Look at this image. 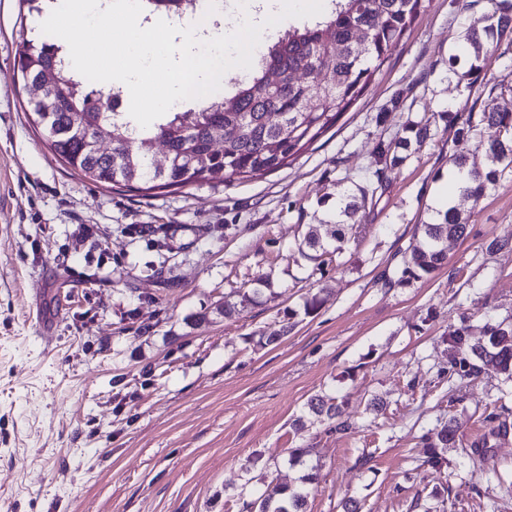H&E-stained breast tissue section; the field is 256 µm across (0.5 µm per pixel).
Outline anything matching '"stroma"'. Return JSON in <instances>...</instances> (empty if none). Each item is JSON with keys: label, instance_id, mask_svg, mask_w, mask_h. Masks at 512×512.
I'll return each mask as SVG.
<instances>
[{"label": "stroma", "instance_id": "35a3bbf8", "mask_svg": "<svg viewBox=\"0 0 512 512\" xmlns=\"http://www.w3.org/2000/svg\"><path fill=\"white\" fill-rule=\"evenodd\" d=\"M494 7L426 0L360 99L289 165L129 190L74 174L31 122L14 55L42 37L19 0H0V512H240L242 485L272 472L292 483L288 451L307 444L320 465L307 512L349 498L363 512H512L497 480L512 473V386L491 368L462 377L448 340L512 318V173L462 203L468 233L448 241L445 266L399 280L416 225L445 200L449 113L490 104L512 71L490 60L468 93L447 77L449 57H470L465 29ZM423 118L432 137L387 169L355 239L315 270L295 248L308 225L334 212L379 141ZM83 224L95 235L80 237ZM261 277L273 296L220 313ZM314 294L322 304L304 314ZM37 308L54 318L51 340ZM318 394L345 397L349 430L308 416ZM449 419L459 429L439 470L421 438Z\"/></svg>", "mask_w": 512, "mask_h": 512}]
</instances>
